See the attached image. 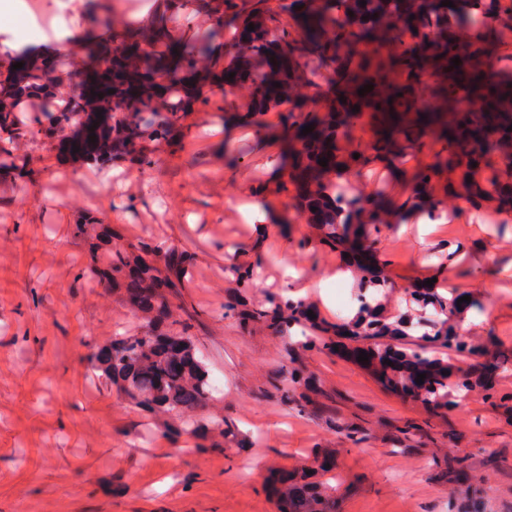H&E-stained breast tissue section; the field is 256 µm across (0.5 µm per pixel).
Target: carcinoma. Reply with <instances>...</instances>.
Wrapping results in <instances>:
<instances>
[{"label":"carcinoma","mask_w":512,"mask_h":512,"mask_svg":"<svg viewBox=\"0 0 512 512\" xmlns=\"http://www.w3.org/2000/svg\"><path fill=\"white\" fill-rule=\"evenodd\" d=\"M452 2L447 7L441 0H366L364 6L359 0H158L145 21L112 29L108 40L86 41L84 70L64 92L54 77L66 73V52L49 59L0 55V153L27 135L51 143L76 139L82 154L110 167L124 156V146L165 141L177 132L183 113L206 107L223 112L228 96L242 93L243 107L230 113L237 122L261 126L268 113L287 106L279 124L287 142L278 186L285 197L283 218L291 209L319 225L332 247L351 238L367 240L369 224L434 210L433 181L442 172L454 175L442 186L444 196L464 191L476 202L483 189L466 182L467 176L477 169L512 168V83L483 81L490 48L501 31L512 28V18L500 11L498 0H481L480 18L466 11L463 0ZM192 14L211 17L213 26H189ZM456 57L461 63L455 68ZM18 62L23 67L12 68ZM368 84L373 89L358 94ZM365 115L375 125L373 141L342 149L340 140ZM308 125L312 132L301 134ZM430 138L441 143L436 163L415 175L410 196L398 205L389 204L382 191L347 196L330 180L372 161L399 172L403 154ZM323 158L325 167L319 164ZM191 267L186 253L134 254L129 245L114 244L109 261L93 272L109 286L118 277L126 280L127 303L143 324L98 345L91 362L97 381L128 404L156 415L173 433L197 437L200 448L222 451L224 418L208 411L213 387L191 336L196 312L172 315ZM411 295L433 309V319L426 323L429 330L416 337L400 332L395 343L377 315V300L365 295L356 319L341 326L315 323L302 301L286 297H271L238 317L285 333L308 326L317 334L305 342L328 350L335 346L329 333L347 332L368 342L369 360L381 364L390 385L429 406L445 407L452 393L474 388L496 405L511 399L494 389L486 371L459 373L431 355L435 344L471 351L447 327L451 312L459 311L457 300L432 288H413ZM420 373L426 374L421 384ZM302 381L298 369L286 367L285 397L302 396ZM305 478L297 472L294 486L277 491L288 503L283 512H336V500Z\"/></svg>","instance_id":"obj_1"}]
</instances>
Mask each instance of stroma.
Returning a JSON list of instances; mask_svg holds the SVG:
<instances>
[{
	"label": "stroma",
	"mask_w": 512,
	"mask_h": 512,
	"mask_svg": "<svg viewBox=\"0 0 512 512\" xmlns=\"http://www.w3.org/2000/svg\"><path fill=\"white\" fill-rule=\"evenodd\" d=\"M43 5L52 16L46 27L0 26V55L20 40L56 48L65 28L79 67L87 35L147 15L155 0H127L101 21L89 0ZM266 120L260 129L224 124L210 109L185 113L176 140L151 144L144 170L119 164L102 173L37 137L13 142L11 161L0 165V512H276L263 477L284 467L313 469L336 512H512L511 409L472 391L433 410L386 387L357 360L356 342L332 353L286 344L260 321L240 325L241 307L293 290L327 322L347 321L353 309L338 310L333 287L316 282L339 272L352 295L365 289L348 245L322 244L320 229L299 217L276 223L282 142L269 128L279 115ZM434 161L426 147L405 156L402 176L380 162L360 174L399 203L411 175ZM478 208L500 223H475L464 209L447 224L415 211L381 225L369 249L384 279L376 298L384 318L412 323L432 310L406 290L428 280L441 295L482 301L484 311L465 307L452 328L486 344L488 355L512 359V215L493 198ZM89 215L133 244L193 255L182 299L199 314L193 334L210 373L224 376L213 403L232 429L223 451L201 450L188 435L152 431L141 440L148 416L90 379L94 346L139 321L92 275L80 229ZM235 263L260 266L259 282L239 285ZM488 355L449 358L462 371ZM288 364L314 381L302 412L282 398ZM353 431L359 444L345 438ZM452 448L469 457L453 475ZM326 458L331 471L316 470Z\"/></svg>",
	"instance_id": "obj_1"
}]
</instances>
